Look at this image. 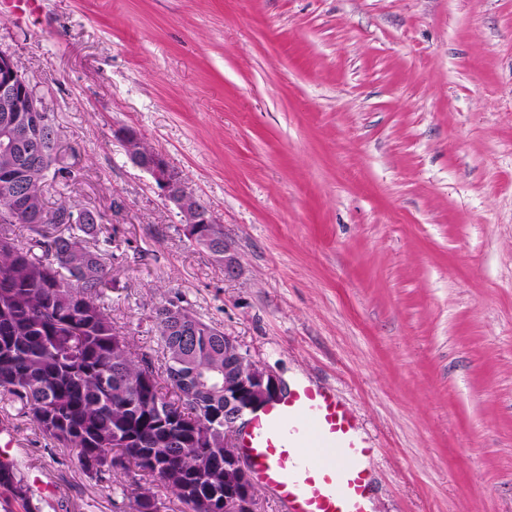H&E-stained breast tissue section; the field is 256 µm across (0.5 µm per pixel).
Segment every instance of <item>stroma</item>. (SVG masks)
Here are the masks:
<instances>
[{
	"label": "stroma",
	"instance_id": "obj_1",
	"mask_svg": "<svg viewBox=\"0 0 512 512\" xmlns=\"http://www.w3.org/2000/svg\"><path fill=\"white\" fill-rule=\"evenodd\" d=\"M0 51L55 116L69 186L117 243L107 301L161 363L180 296L279 377L341 400L373 512H512V0H41ZM224 226L225 277L114 127ZM41 512H129L0 401Z\"/></svg>",
	"mask_w": 512,
	"mask_h": 512
}]
</instances>
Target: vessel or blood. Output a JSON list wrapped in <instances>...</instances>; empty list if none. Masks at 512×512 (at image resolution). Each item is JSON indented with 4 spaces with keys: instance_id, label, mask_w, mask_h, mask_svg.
Listing matches in <instances>:
<instances>
[{
    "instance_id": "1",
    "label": "vessel or blood",
    "mask_w": 512,
    "mask_h": 512,
    "mask_svg": "<svg viewBox=\"0 0 512 512\" xmlns=\"http://www.w3.org/2000/svg\"><path fill=\"white\" fill-rule=\"evenodd\" d=\"M257 485L286 512H368L371 447L335 394L303 385L286 391L239 434Z\"/></svg>"
}]
</instances>
